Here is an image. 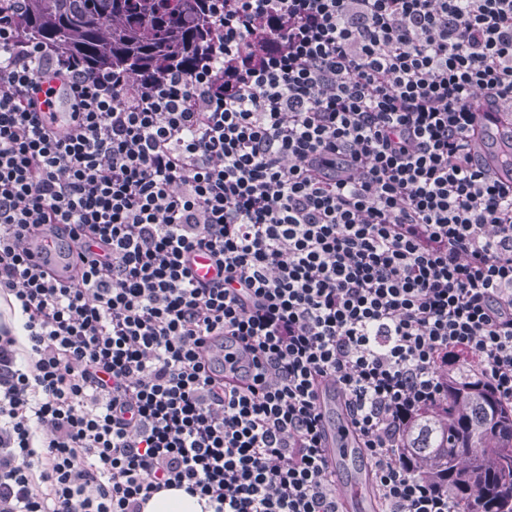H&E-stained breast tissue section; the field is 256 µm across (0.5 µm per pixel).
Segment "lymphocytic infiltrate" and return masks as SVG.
Instances as JSON below:
<instances>
[{
	"instance_id": "lymphocytic-infiltrate-1",
	"label": "lymphocytic infiltrate",
	"mask_w": 512,
	"mask_h": 512,
	"mask_svg": "<svg viewBox=\"0 0 512 512\" xmlns=\"http://www.w3.org/2000/svg\"><path fill=\"white\" fill-rule=\"evenodd\" d=\"M188 72L140 84L0 17V512H340L334 383L381 512H456L403 446L463 347L512 406V0H212ZM263 27L267 48L252 34ZM84 237L68 281L34 262ZM214 275L196 279V257ZM487 106L483 105L480 112H476V122L479 129V141L475 147L479 152H483L488 163L495 167L494 155L486 148L490 136L501 138L510 136L512 131V117L509 112H487ZM9 299L14 304V310L12 315L10 314L9 306L7 303L3 300H1L0 297V311L3 313V320L10 325L12 329V334L16 336L19 343L22 344L24 347L27 348V350H30V343L27 338V332L23 329V321L21 317V313L16 306V303L12 296H9ZM334 391L331 386L326 390L322 389L320 393V403L325 414V430L323 444L325 454L332 470L344 469L354 460L361 457V448H356V444L350 432L347 431V425L343 420L336 421ZM197 496L184 489L171 487L154 494L144 507V512H203Z\"/></svg>"
}]
</instances>
